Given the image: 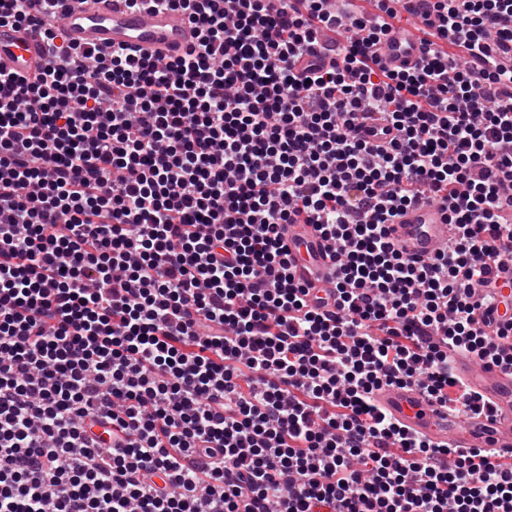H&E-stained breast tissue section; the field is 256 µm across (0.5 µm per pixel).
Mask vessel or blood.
<instances>
[{
	"label": "vessel or blood",
	"instance_id": "obj_1",
	"mask_svg": "<svg viewBox=\"0 0 512 512\" xmlns=\"http://www.w3.org/2000/svg\"><path fill=\"white\" fill-rule=\"evenodd\" d=\"M67 43L106 56L126 46L142 54L173 60L197 41V28L183 12L164 10L132 12L123 0H63L54 21ZM381 64L391 71L407 70L425 54L417 39L389 33L376 48ZM41 39L29 26L0 25V70L38 75ZM455 233L442 203L418 202L402 211L389 226V240L404 256L424 260L447 243ZM289 239L297 243L293 254L298 267L328 271L332 265L330 241L311 225L292 224ZM456 373L474 392L483 396L491 415L462 414L429 398L413 387H382L372 400L407 433L432 445L454 448H494L512 455V371L475 362L462 354Z\"/></svg>",
	"mask_w": 512,
	"mask_h": 512
}]
</instances>
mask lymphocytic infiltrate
Here are the masks:
<instances>
[{"instance_id":"f902f5d3","label":"lymphocytic infiltrate","mask_w":512,"mask_h":512,"mask_svg":"<svg viewBox=\"0 0 512 512\" xmlns=\"http://www.w3.org/2000/svg\"><path fill=\"white\" fill-rule=\"evenodd\" d=\"M61 0H7L0 25ZM199 27L176 60L40 30L0 71V512H512V456L435 447L370 400L486 405L512 370V0H128ZM427 54L390 72L400 15ZM380 114L375 144L358 126ZM457 233L426 261L388 225ZM336 246L334 309L288 227ZM454 233V227L448 224V208L444 203H415L389 225L393 248L415 260H426L448 243Z\"/></svg>"}]
</instances>
